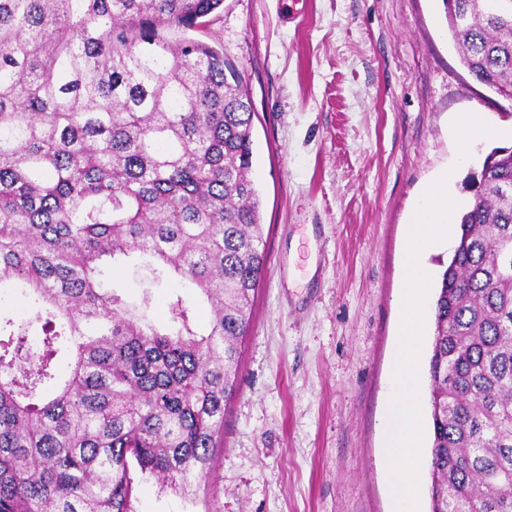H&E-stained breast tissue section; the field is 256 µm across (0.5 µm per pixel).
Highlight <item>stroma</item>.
Wrapping results in <instances>:
<instances>
[{"label":"stroma","mask_w":512,"mask_h":512,"mask_svg":"<svg viewBox=\"0 0 512 512\" xmlns=\"http://www.w3.org/2000/svg\"><path fill=\"white\" fill-rule=\"evenodd\" d=\"M202 41L243 75L255 112L251 177L265 278L240 343L208 494L187 501L135 475L131 512H396L383 461L407 230L444 169L471 197L497 143L457 164L451 124L512 126V102L463 68L443 0H224ZM134 268L105 287L166 316L193 289L145 288Z\"/></svg>","instance_id":"stroma-1"}]
</instances>
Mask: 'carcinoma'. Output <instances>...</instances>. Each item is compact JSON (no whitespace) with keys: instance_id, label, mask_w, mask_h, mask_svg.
Returning <instances> with one entry per match:
<instances>
[{"instance_id":"carcinoma-1","label":"carcinoma","mask_w":512,"mask_h":512,"mask_svg":"<svg viewBox=\"0 0 512 512\" xmlns=\"http://www.w3.org/2000/svg\"><path fill=\"white\" fill-rule=\"evenodd\" d=\"M455 0L461 63L512 91V11ZM224 0H0V512H130L132 466L206 490L266 255L253 111L206 32ZM472 200L434 302L430 512H512V150ZM176 275L167 321L102 287ZM39 340L29 339L32 329ZM141 278V271L137 272L133 267H114L106 273L104 287L117 288L118 293L126 300L138 302L145 292Z\"/></svg>"}]
</instances>
